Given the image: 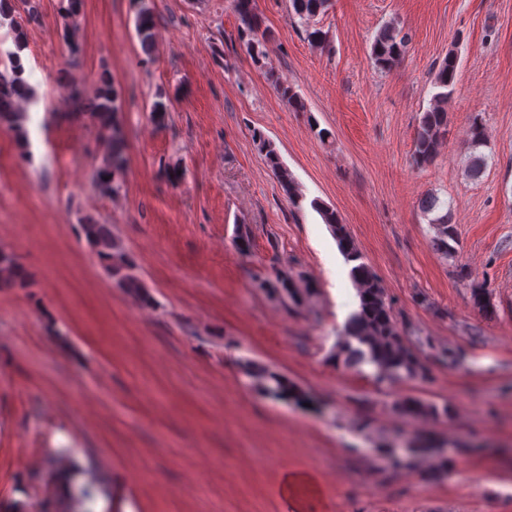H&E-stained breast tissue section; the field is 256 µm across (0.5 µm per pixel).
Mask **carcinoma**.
Here are the masks:
<instances>
[{"label":"carcinoma","instance_id":"carcinoma-1","mask_svg":"<svg viewBox=\"0 0 512 512\" xmlns=\"http://www.w3.org/2000/svg\"><path fill=\"white\" fill-rule=\"evenodd\" d=\"M252 0H236L240 16L238 40L253 63L264 70L266 79L274 85L281 100L291 109L302 112L304 104L294 88L280 81L275 69L269 63L270 46L275 42L274 33L263 25L254 11ZM328 0H288L291 15L299 19L307 39L320 44L323 34L313 27L316 19L324 14ZM42 22L41 0H0V26H9L13 34L15 50L0 55V126L12 130L20 151V157L29 158L27 133L28 116L24 104L35 97V90L27 79L26 63L21 55L25 49L24 27ZM136 36L141 52L150 57L156 45V20L146 0H139L135 20ZM409 33L386 24L376 33L371 56L377 69L389 72L402 63L408 45ZM456 56L448 57L439 64L433 77L436 93L432 103L423 112L414 143L413 159L423 166L437 156L448 135V101L454 95L456 79ZM63 101L69 115L86 118L97 128L98 135L106 145V152L94 166L91 181L94 190L102 197L112 198L120 194L127 165L126 142L123 136V102L120 89L108 68L98 74L95 92L87 97L84 90L74 84L65 86ZM153 120L162 124L169 112L170 103L164 96H158L150 107ZM485 125L476 117L469 128L471 149L484 145ZM260 149L265 152L269 166L278 175L294 208L301 209L305 197L283 167L273 144L264 137H258ZM310 207L318 212L332 235L336 238L346 263L350 264L349 275L359 298L358 310L354 311L336 342L335 359L357 373H364L367 366L372 372L367 377L379 385L391 386L397 381L425 382L430 377V366L421 349L422 342L412 340L408 333L397 326L393 305L380 279L363 261V257L349 237L345 224L339 215L313 199ZM424 214L429 216L434 236L432 243L437 251L448 258L455 254L453 243L457 242V227L453 222L451 209L443 208L438 197L430 195L421 200ZM81 234L86 244L102 260L107 273L117 287L143 302H149L145 285L130 273L131 262L112 235V225L101 224L87 216L80 222ZM30 274L16 256L0 248V286L25 288ZM309 280L302 272L291 269H276L262 278L258 286L289 309H300L309 305L317 292L306 288ZM244 373L254 380L261 392L274 399L292 402L302 406L310 402L308 393L289 381L284 375L260 364L247 362ZM396 409L409 417L429 419L435 422L453 418L454 411L447 404L427 403L415 397H407L396 404ZM42 467L51 476H60L73 469V462L65 451L49 454L42 461ZM103 480L99 470L90 466L82 471L81 484L73 487L69 503L71 512H92L90 504L101 488Z\"/></svg>","mask_w":512,"mask_h":512}]
</instances>
